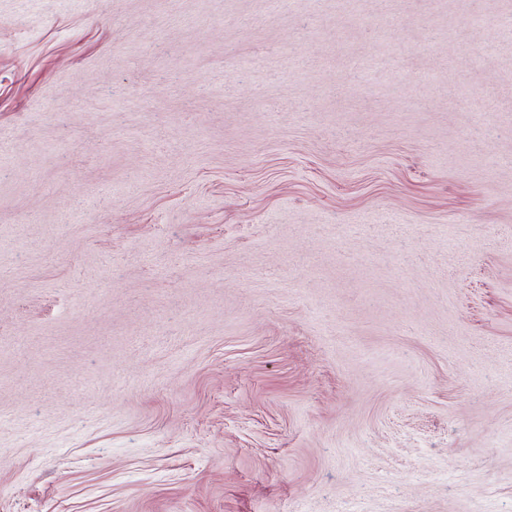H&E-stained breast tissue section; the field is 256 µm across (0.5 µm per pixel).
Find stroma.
<instances>
[{
    "instance_id": "obj_1",
    "label": "stroma",
    "mask_w": 512,
    "mask_h": 512,
    "mask_svg": "<svg viewBox=\"0 0 512 512\" xmlns=\"http://www.w3.org/2000/svg\"><path fill=\"white\" fill-rule=\"evenodd\" d=\"M500 16L0 0V512H512Z\"/></svg>"
}]
</instances>
